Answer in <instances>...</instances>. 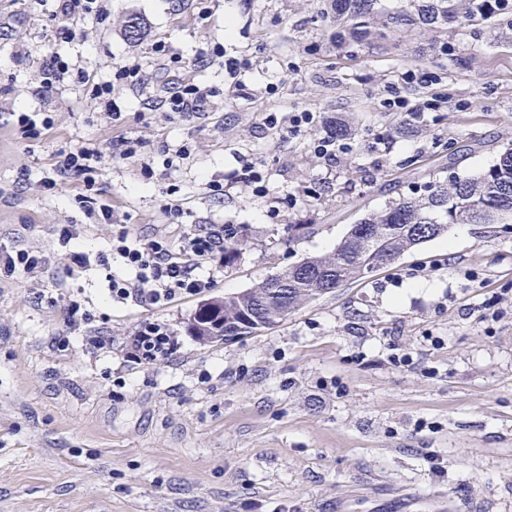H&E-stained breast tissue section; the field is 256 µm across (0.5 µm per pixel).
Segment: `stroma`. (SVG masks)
Here are the masks:
<instances>
[{
    "instance_id": "obj_1",
    "label": "stroma",
    "mask_w": 512,
    "mask_h": 512,
    "mask_svg": "<svg viewBox=\"0 0 512 512\" xmlns=\"http://www.w3.org/2000/svg\"><path fill=\"white\" fill-rule=\"evenodd\" d=\"M327 0H112V23L57 44L83 67L40 98L54 0H0V244L42 251L41 279H0V512H370L382 498L408 512H512V223L457 224L366 279L320 296L272 328L229 344L188 330L206 296L253 288L308 256L331 253L352 224L418 191L428 174L465 176L512 146V31L490 22L392 27L382 43L341 46ZM209 8L201 18V8ZM143 20L141 39L126 35ZM164 42L184 66L160 68ZM248 59L236 88L223 62ZM140 64L142 85L100 115L91 84ZM429 75L431 83L421 84ZM191 79L214 93L206 112L147 106V94ZM437 96L413 138L391 134L383 101ZM350 116L336 163L313 151L315 127L269 130L266 113ZM51 113L28 136L18 113ZM136 158L117 159L121 139ZM105 147L95 195L131 235L176 237L163 214L180 190V224H230L246 245L214 267V286L154 309L114 303L119 263L73 271L58 229L78 224L86 252L113 226L94 223L76 184L46 189L61 148ZM191 155L167 160L181 147ZM260 162L268 192L237 182ZM224 179L211 192L210 176ZM97 320L68 327L70 301ZM179 341L167 359L125 360L147 322ZM98 336L112 346L87 351Z\"/></svg>"
}]
</instances>
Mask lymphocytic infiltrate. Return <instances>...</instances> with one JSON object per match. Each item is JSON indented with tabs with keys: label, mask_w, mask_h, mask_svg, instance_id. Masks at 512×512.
<instances>
[{
	"label": "lymphocytic infiltrate",
	"mask_w": 512,
	"mask_h": 512,
	"mask_svg": "<svg viewBox=\"0 0 512 512\" xmlns=\"http://www.w3.org/2000/svg\"><path fill=\"white\" fill-rule=\"evenodd\" d=\"M56 27L53 40H67L74 26L83 23L103 25L112 18V0H55ZM212 91L186 80L166 90L160 98L165 111L175 113L205 112L212 104ZM103 151L99 144L84 142L59 154L55 173L60 179L75 178L82 182L84 192L80 203H87V191L98 184L103 172ZM234 233L221 224H198L184 231L177 247H169L149 236L130 237L122 230L113 237L109 252L98 253L94 261L109 265L111 258H120L131 270L130 278H112L110 291L113 301L128 300L162 308L190 296L203 294L213 286L212 278L200 275L199 267L213 261L224 252V242ZM58 242L67 257L78 268H86L87 255L80 250L76 225H63ZM47 270V258L39 251L27 248H0V274L10 277L23 274L40 277ZM178 349V340L167 324L149 322L129 336L126 354L135 362L152 363L171 356Z\"/></svg>",
	"instance_id": "1"
}]
</instances>
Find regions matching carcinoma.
Segmentation results:
<instances>
[{"label": "carcinoma", "mask_w": 512, "mask_h": 512, "mask_svg": "<svg viewBox=\"0 0 512 512\" xmlns=\"http://www.w3.org/2000/svg\"><path fill=\"white\" fill-rule=\"evenodd\" d=\"M336 20L351 44L383 37L389 24L434 26L454 22L506 20L512 24V0H400V7L382 14L381 0H336ZM420 121L402 119L393 125L397 137L416 136ZM512 221V147L479 172L432 177L423 189L381 210L366 212L334 251L304 258L246 291L215 298L190 319L193 336L204 343L255 333L283 321L304 303L378 269L441 237L455 224H507Z\"/></svg>", "instance_id": "obj_1"}]
</instances>
